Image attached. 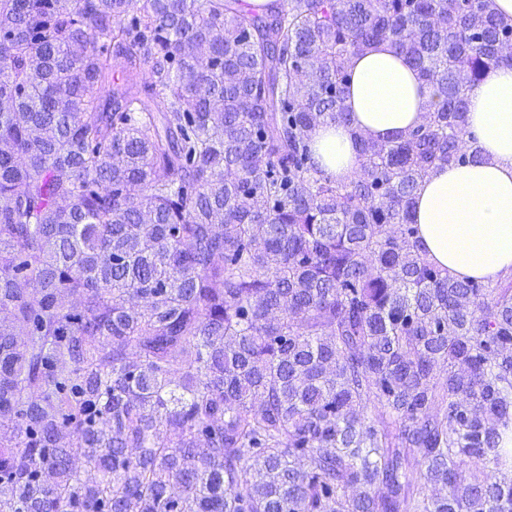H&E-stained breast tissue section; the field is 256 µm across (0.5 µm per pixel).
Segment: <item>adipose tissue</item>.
Here are the masks:
<instances>
[{
  "mask_svg": "<svg viewBox=\"0 0 512 512\" xmlns=\"http://www.w3.org/2000/svg\"><path fill=\"white\" fill-rule=\"evenodd\" d=\"M430 92L388 44L356 59L344 106L352 127L313 133L322 168L336 177L358 166L353 131L395 137L417 123ZM468 128L480 160L432 170L415 194V222L429 258L458 279L493 282L512 273V68L491 70L469 93Z\"/></svg>",
  "mask_w": 512,
  "mask_h": 512,
  "instance_id": "adipose-tissue-1",
  "label": "adipose tissue"
}]
</instances>
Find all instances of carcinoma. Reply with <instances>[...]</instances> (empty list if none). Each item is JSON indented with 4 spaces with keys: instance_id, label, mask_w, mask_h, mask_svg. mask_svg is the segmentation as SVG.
Listing matches in <instances>:
<instances>
[{
    "instance_id": "obj_1",
    "label": "carcinoma",
    "mask_w": 512,
    "mask_h": 512,
    "mask_svg": "<svg viewBox=\"0 0 512 512\" xmlns=\"http://www.w3.org/2000/svg\"><path fill=\"white\" fill-rule=\"evenodd\" d=\"M383 42L432 96L340 180ZM498 66L493 0H0V512H512V274L412 218Z\"/></svg>"
}]
</instances>
